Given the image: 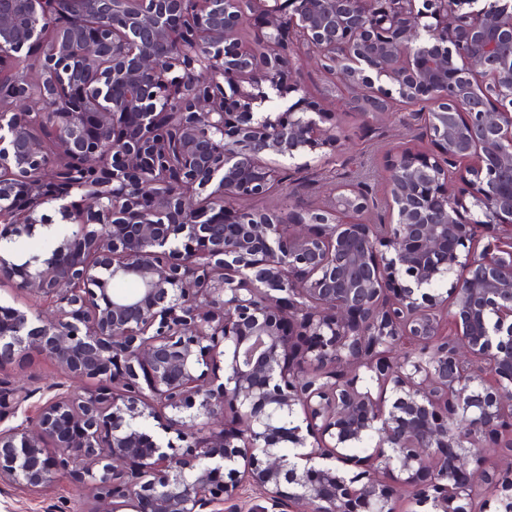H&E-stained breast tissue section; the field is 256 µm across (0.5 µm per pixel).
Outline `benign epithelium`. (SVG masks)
I'll return each mask as SVG.
<instances>
[{"label": "benign epithelium", "instance_id": "benign-epithelium-1", "mask_svg": "<svg viewBox=\"0 0 512 512\" xmlns=\"http://www.w3.org/2000/svg\"><path fill=\"white\" fill-rule=\"evenodd\" d=\"M308 58L362 116L425 105L434 149L386 160V224L350 182L299 214L235 207L340 147L316 104L262 111ZM50 210V253L18 257ZM0 224V284L38 301L0 307V371L38 351L93 383L31 416L0 377V491L512 512L511 5L0 0Z\"/></svg>", "mask_w": 512, "mask_h": 512}]
</instances>
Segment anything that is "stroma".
Instances as JSON below:
<instances>
[{
	"label": "stroma",
	"mask_w": 512,
	"mask_h": 512,
	"mask_svg": "<svg viewBox=\"0 0 512 512\" xmlns=\"http://www.w3.org/2000/svg\"><path fill=\"white\" fill-rule=\"evenodd\" d=\"M302 83L303 93H290L287 100L292 103L303 97L321 103L325 111L337 113L344 138L336 161L330 173L318 175L295 172L290 162H283L278 194L251 200V208H271L282 199L296 211L323 205L331 197L337 179L355 178L369 183L374 193L383 194L387 157L420 133L413 107L396 106L393 112L377 120L353 114L339 100L334 81L313 62L305 64ZM0 374L14 385L29 388L45 387L62 379L54 363L34 352L17 359ZM88 499L89 493L82 483L63 478L41 495L17 489L0 492V512H80L87 507Z\"/></svg>",
	"instance_id": "1"
}]
</instances>
